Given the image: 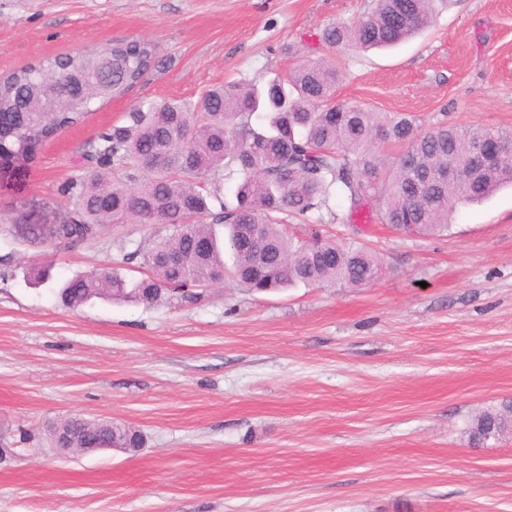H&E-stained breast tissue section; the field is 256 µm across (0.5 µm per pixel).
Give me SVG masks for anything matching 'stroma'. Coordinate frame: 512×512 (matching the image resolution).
Instances as JSON below:
<instances>
[{"label": "stroma", "mask_w": 512, "mask_h": 512, "mask_svg": "<svg viewBox=\"0 0 512 512\" xmlns=\"http://www.w3.org/2000/svg\"><path fill=\"white\" fill-rule=\"evenodd\" d=\"M373 0H0V79L115 41L151 40L158 64L123 97L0 173V512H512V436L467 429L512 401V188L458 207L447 236L288 216L289 234L359 239L382 273L357 288L196 300L62 303L61 285L118 267L157 227L125 224L76 245L27 240L84 173L83 145L144 100L194 101L227 80L263 83L310 58L336 64L335 99L512 130V0H436L432 25L392 48L320 44ZM300 52H285L286 44ZM46 283L29 280L33 270ZM135 425L145 444L64 454L71 416Z\"/></svg>", "instance_id": "35a3bbf8"}]
</instances>
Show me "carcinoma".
I'll return each instance as SVG.
<instances>
[{"instance_id": "1", "label": "carcinoma", "mask_w": 512, "mask_h": 512, "mask_svg": "<svg viewBox=\"0 0 512 512\" xmlns=\"http://www.w3.org/2000/svg\"><path fill=\"white\" fill-rule=\"evenodd\" d=\"M432 0H374L372 11L353 24H332L319 41L328 47L362 49L395 45L432 22ZM157 61L146 39L117 41L92 58L56 56L24 66L0 80V162L23 156L33 162L40 148L138 84ZM339 72L331 63L308 60L286 78L262 85L228 80L195 101L145 100L121 123L88 140L87 170L62 192L74 202L71 221L57 226L26 224L29 239L52 237L71 244L97 238L110 224L161 226L139 256L150 274L129 278L114 268L77 275L60 288L67 306L93 298L151 305L166 297L192 299L215 277L228 275L252 291L307 286L358 287L381 271L377 255L351 238L337 243L287 237L281 215L305 216L329 208L340 195L354 214L371 202L384 223L423 236L448 234L460 204L481 201L512 185V152L497 155L481 179L467 181L466 162L493 138L512 141V131L461 129L445 122L420 133L407 115L334 104ZM385 146L403 152L390 160ZM133 167L142 177L129 185L113 176ZM457 175L448 177V168ZM239 175L234 197H221L220 180ZM224 225L219 240L213 228ZM230 250L233 264L224 263ZM512 423V402L479 412L468 428L474 444L497 439ZM89 443L109 436L140 448L141 431L126 422L104 426L64 420L51 428L54 446L63 436Z\"/></svg>"}]
</instances>
